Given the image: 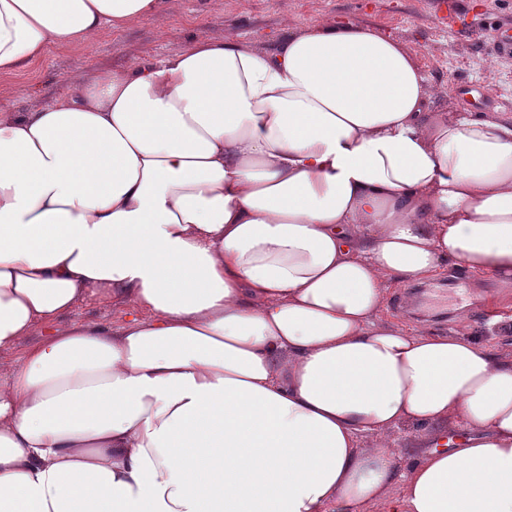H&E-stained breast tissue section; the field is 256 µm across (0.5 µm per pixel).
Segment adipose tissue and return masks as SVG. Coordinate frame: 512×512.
<instances>
[{"mask_svg": "<svg viewBox=\"0 0 512 512\" xmlns=\"http://www.w3.org/2000/svg\"><path fill=\"white\" fill-rule=\"evenodd\" d=\"M172 0H0V74ZM355 21L0 111V512H512V349L382 317L512 288V116ZM118 330L61 319L87 296ZM437 444L398 472L394 434Z\"/></svg>", "mask_w": 512, "mask_h": 512, "instance_id": "adipose-tissue-1", "label": "adipose tissue"}]
</instances>
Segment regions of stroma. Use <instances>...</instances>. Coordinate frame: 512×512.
Returning a JSON list of instances; mask_svg holds the SVG:
<instances>
[{
    "label": "stroma",
    "instance_id": "stroma-1",
    "mask_svg": "<svg viewBox=\"0 0 512 512\" xmlns=\"http://www.w3.org/2000/svg\"><path fill=\"white\" fill-rule=\"evenodd\" d=\"M327 18L356 20L406 43L436 91L431 111L512 115V57L490 48L494 38L512 41V0H175L160 18L104 28L87 46L49 47L41 59L0 75V110L32 111L99 71L162 60L190 42L227 33L269 50L285 26L301 29ZM496 288L490 278L452 268L433 283L407 286L412 306L391 303L389 314L505 347L512 331L491 328L480 300Z\"/></svg>",
    "mask_w": 512,
    "mask_h": 512
}]
</instances>
